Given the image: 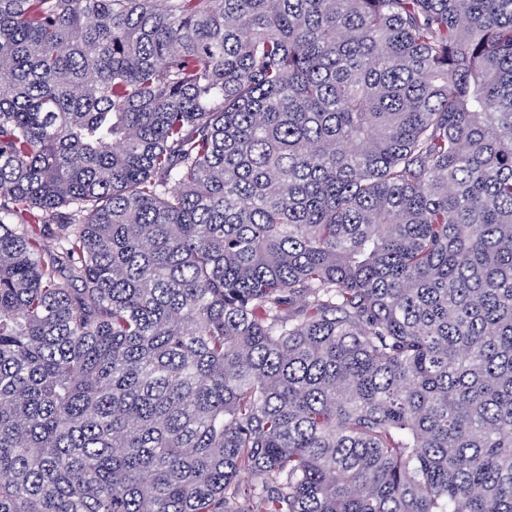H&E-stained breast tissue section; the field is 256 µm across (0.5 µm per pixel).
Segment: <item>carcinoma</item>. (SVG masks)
<instances>
[{"label":"carcinoma","instance_id":"obj_1","mask_svg":"<svg viewBox=\"0 0 512 512\" xmlns=\"http://www.w3.org/2000/svg\"><path fill=\"white\" fill-rule=\"evenodd\" d=\"M0 512H512V0H0Z\"/></svg>","mask_w":512,"mask_h":512}]
</instances>
